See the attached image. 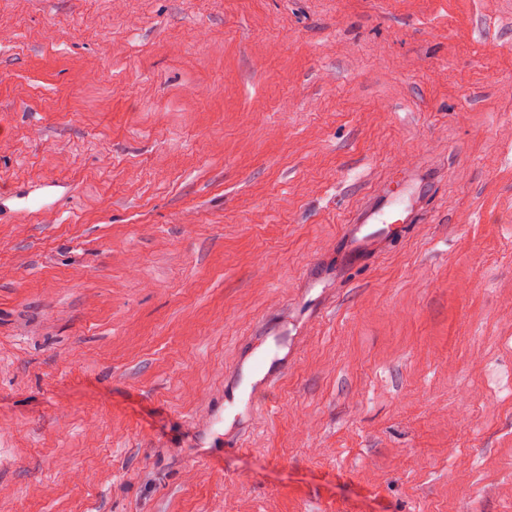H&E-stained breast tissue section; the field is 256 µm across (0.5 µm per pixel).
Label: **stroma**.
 Segmentation results:
<instances>
[{"mask_svg":"<svg viewBox=\"0 0 512 512\" xmlns=\"http://www.w3.org/2000/svg\"><path fill=\"white\" fill-rule=\"evenodd\" d=\"M0 123V512H512V0H0ZM399 166L403 173H401V184L397 189L392 190L387 181L373 185L370 198L377 201V204L355 210L345 224H350L351 227L358 224H382L383 227L370 235L389 236L394 232L401 231L404 226L396 224L407 223L408 216L413 213L414 206L420 199V184L418 182L420 174L416 160L410 153H401ZM387 211V214H391L395 218L389 223L385 220ZM404 213L407 215L402 217Z\"/></svg>","mask_w":512,"mask_h":512,"instance_id":"obj_1","label":"stroma"}]
</instances>
